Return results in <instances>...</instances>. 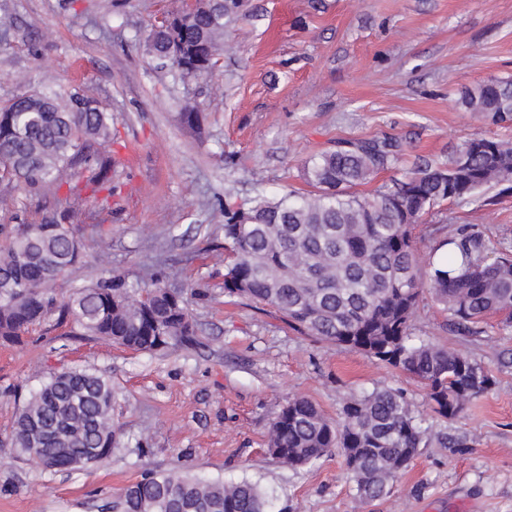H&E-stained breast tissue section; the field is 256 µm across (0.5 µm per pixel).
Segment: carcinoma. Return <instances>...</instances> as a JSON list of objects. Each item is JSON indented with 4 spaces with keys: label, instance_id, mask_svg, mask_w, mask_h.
<instances>
[{
    "label": "carcinoma",
    "instance_id": "cac0c4a2",
    "mask_svg": "<svg viewBox=\"0 0 512 512\" xmlns=\"http://www.w3.org/2000/svg\"><path fill=\"white\" fill-rule=\"evenodd\" d=\"M224 4H201L151 31L148 53L184 75L206 71L224 49ZM457 104L494 123L512 121V78L460 92ZM112 114L78 91L23 94L0 106V202L11 190L55 194L68 187L71 206L40 224H1L0 340L23 343L29 328L58 312L87 335L138 352L191 343L196 323L188 296L158 279L131 282L121 273L74 287L57 301L60 276L81 263L79 227L109 204L84 207L88 190L112 192ZM389 140L339 142L311 160L306 196L258 195L224 204V295L265 303L297 331L357 349L416 376L445 423L492 384L472 356L414 335L419 296L428 291L463 335L498 316L512 325V256L487 258L481 236L465 231L446 240L448 254L421 253L413 230L443 201L464 202L499 186L512 191V139L475 135L445 167L418 166L371 195L354 188L397 160ZM112 381L93 369L51 374L24 402L10 455L49 472L78 470L110 457L119 446L112 420ZM432 427L413 414L403 393L378 387L344 401L340 418L326 417L309 399L293 396L271 426L268 453L289 467L311 465L341 449L359 500L390 492ZM116 512H269V496L242 478L203 480L187 469L150 471L128 486Z\"/></svg>",
    "mask_w": 512,
    "mask_h": 512
}]
</instances>
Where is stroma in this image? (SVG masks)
Segmentation results:
<instances>
[{
	"label": "stroma",
	"mask_w": 512,
	"mask_h": 512,
	"mask_svg": "<svg viewBox=\"0 0 512 512\" xmlns=\"http://www.w3.org/2000/svg\"><path fill=\"white\" fill-rule=\"evenodd\" d=\"M183 0H0L15 23L0 47V104L44 90L79 88L112 115L117 169L111 211L85 229L89 256L58 281L158 274L192 300L193 345L135 352L82 335L48 315L23 345L0 344V512H112L143 472L180 465L200 477L249 478L274 496V512H512V328L487 319L477 336L449 333L448 314L419 300L415 332L475 358L491 386L443 423L413 375L362 351L289 327L276 309L224 295V205L256 191L312 192L310 159L341 141L388 139L399 160L373 193L408 169L446 165L468 137L511 138L457 104L461 88L512 77V0H241L214 69L183 77L144 50L151 29ZM197 113L198 122L183 115ZM0 224H37L67 209L66 191L13 194ZM480 233L489 258L512 254V192L484 190L440 203L416 228L421 251L460 228ZM65 368H92L118 391L112 416L120 451L70 473L11 459L6 443L30 393ZM402 390L432 425L389 494L361 505L340 449L291 468L267 453L289 396L338 418L344 400L377 387ZM467 436L451 448L441 434Z\"/></svg>",
	"instance_id": "35a3bbf8"
}]
</instances>
